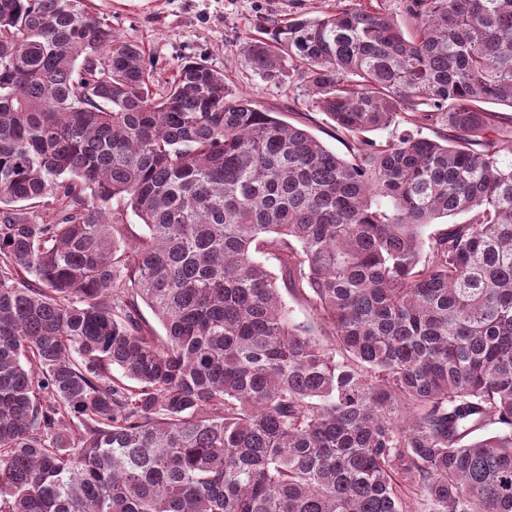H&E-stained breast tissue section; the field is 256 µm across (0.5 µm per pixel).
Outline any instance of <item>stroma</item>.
Segmentation results:
<instances>
[{"label":"stroma","mask_w":512,"mask_h":512,"mask_svg":"<svg viewBox=\"0 0 512 512\" xmlns=\"http://www.w3.org/2000/svg\"><path fill=\"white\" fill-rule=\"evenodd\" d=\"M91 6L119 35L142 46L155 91L167 88L182 63L196 60L223 71L231 88L249 96L256 107L306 129L337 154H348L347 140L338 137L333 121L313 106L292 63L284 65L285 78L271 80L236 52L245 38L272 37L289 20L335 9L336 0H91ZM282 298L293 322L330 343L329 327L301 290H283Z\"/></svg>","instance_id":"stroma-1"}]
</instances>
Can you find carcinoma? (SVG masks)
<instances>
[{"label":"carcinoma","instance_id":"1","mask_svg":"<svg viewBox=\"0 0 512 512\" xmlns=\"http://www.w3.org/2000/svg\"><path fill=\"white\" fill-rule=\"evenodd\" d=\"M403 7L238 46L346 159L203 63L153 91L89 0H0V512H512V0ZM268 269L278 276L277 284L281 288V294L289 316L293 322L307 328L312 336H316L324 344L331 342V330L322 323L320 317L313 311L309 303L306 301L305 294L298 288H294L288 282L287 287L284 286L279 271V263L273 258L265 259L261 257Z\"/></svg>","mask_w":512,"mask_h":512}]
</instances>
